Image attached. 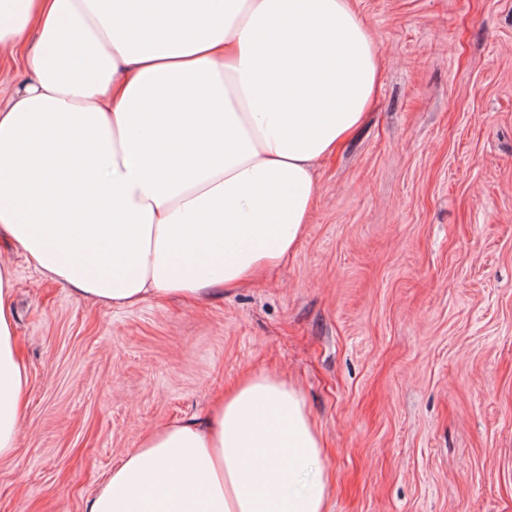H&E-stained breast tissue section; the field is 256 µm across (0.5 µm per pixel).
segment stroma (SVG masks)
I'll use <instances>...</instances> for the list:
<instances>
[{
  "mask_svg": "<svg viewBox=\"0 0 512 512\" xmlns=\"http://www.w3.org/2000/svg\"><path fill=\"white\" fill-rule=\"evenodd\" d=\"M350 2L380 84L281 264L114 308L0 244L29 374L0 512H85L141 432L260 372L321 431L329 512H512V0Z\"/></svg>",
  "mask_w": 512,
  "mask_h": 512,
  "instance_id": "1",
  "label": "stroma"
}]
</instances>
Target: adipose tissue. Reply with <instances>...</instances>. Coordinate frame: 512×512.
Returning <instances> with one entry per match:
<instances>
[{"mask_svg":"<svg viewBox=\"0 0 512 512\" xmlns=\"http://www.w3.org/2000/svg\"><path fill=\"white\" fill-rule=\"evenodd\" d=\"M0 239L116 308L210 297L300 243L315 169L362 125L378 47L350 0H0ZM0 265V458L25 364ZM322 435L280 375L146 432L86 512H327Z\"/></svg>","mask_w":512,"mask_h":512,"instance_id":"adipose-tissue-1","label":"adipose tissue"}]
</instances>
